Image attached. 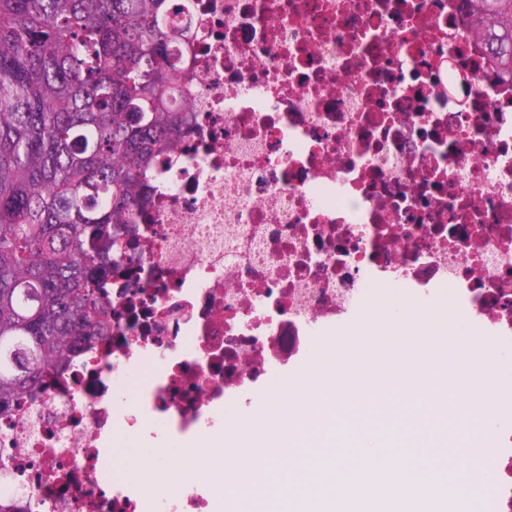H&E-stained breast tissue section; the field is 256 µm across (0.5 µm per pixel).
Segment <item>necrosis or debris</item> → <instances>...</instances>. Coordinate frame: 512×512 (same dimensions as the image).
I'll return each mask as SVG.
<instances>
[{
	"instance_id": "necrosis-or-debris-1",
	"label": "necrosis or debris",
	"mask_w": 512,
	"mask_h": 512,
	"mask_svg": "<svg viewBox=\"0 0 512 512\" xmlns=\"http://www.w3.org/2000/svg\"><path fill=\"white\" fill-rule=\"evenodd\" d=\"M176 153L101 226L108 321L0 415V512H211L224 421L391 298L512 347V82L463 0H190ZM179 443L152 485L112 450ZM512 512V430L487 454Z\"/></svg>"
}]
</instances>
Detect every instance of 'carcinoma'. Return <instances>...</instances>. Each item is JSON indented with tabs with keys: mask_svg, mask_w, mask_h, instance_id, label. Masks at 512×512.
I'll return each instance as SVG.
<instances>
[{
	"mask_svg": "<svg viewBox=\"0 0 512 512\" xmlns=\"http://www.w3.org/2000/svg\"><path fill=\"white\" fill-rule=\"evenodd\" d=\"M512 81V0H466ZM179 0H0V413L95 335V224L134 220L136 192L181 116Z\"/></svg>",
	"mask_w": 512,
	"mask_h": 512,
	"instance_id": "obj_1",
	"label": "carcinoma"
}]
</instances>
